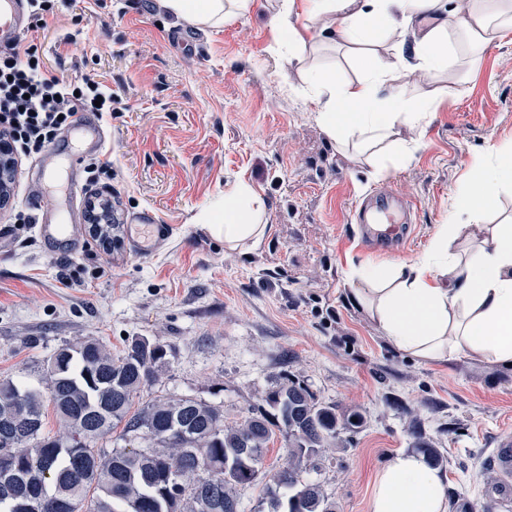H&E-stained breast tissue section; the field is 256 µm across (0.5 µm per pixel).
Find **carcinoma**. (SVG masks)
Masks as SVG:
<instances>
[{
  "instance_id": "obj_1",
  "label": "carcinoma",
  "mask_w": 512,
  "mask_h": 512,
  "mask_svg": "<svg viewBox=\"0 0 512 512\" xmlns=\"http://www.w3.org/2000/svg\"><path fill=\"white\" fill-rule=\"evenodd\" d=\"M167 354L145 338L117 357L96 340H80L49 358L45 391L0 380V443L13 439L16 447L0 454V509L240 512L239 491L259 480L279 431L288 436V463L265 483L257 510L336 512V502L303 474L323 451L345 447L347 435L363 426L360 413H340L291 380L234 425L224 424L222 406L191 398H155L133 409ZM48 404L59 425L54 435L45 431ZM120 424L123 436L150 445L101 447Z\"/></svg>"
}]
</instances>
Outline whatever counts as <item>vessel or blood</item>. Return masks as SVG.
<instances>
[{"instance_id":"obj_1","label":"vessel or blood","mask_w":512,"mask_h":512,"mask_svg":"<svg viewBox=\"0 0 512 512\" xmlns=\"http://www.w3.org/2000/svg\"><path fill=\"white\" fill-rule=\"evenodd\" d=\"M24 0H0V33L16 34L22 28ZM69 149L56 153L51 161L67 171H74L77 155L85 148L102 149L105 145L104 129L100 121L81 117L68 130ZM396 195L386 189L373 192L357 206L353 221L358 226L362 242L378 250L393 249L399 241L407 238L409 225L403 224L398 216ZM71 216L61 208L54 206L41 213L38 218V232L45 241H53L58 231L70 222ZM172 231L170 225L155 223L151 213L138 216L136 223L128 225L127 234L132 247L142 254L155 252ZM486 463L495 469L501 480L489 496L501 512H512V433L498 435L494 448Z\"/></svg>"}]
</instances>
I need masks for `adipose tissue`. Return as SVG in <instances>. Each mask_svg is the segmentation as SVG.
Wrapping results in <instances>:
<instances>
[{
  "label": "adipose tissue",
  "mask_w": 512,
  "mask_h": 512,
  "mask_svg": "<svg viewBox=\"0 0 512 512\" xmlns=\"http://www.w3.org/2000/svg\"><path fill=\"white\" fill-rule=\"evenodd\" d=\"M178 22L219 28L249 14L256 0H157ZM269 23L277 62L297 67L317 105L316 119L342 143L385 147L409 162L420 146L429 108L442 94L462 95L464 80L452 60L477 67L512 29V0H274ZM315 26L322 41L343 46L357 70L305 63L304 33ZM428 91L411 94L416 83ZM512 185V143L491 146L475 159L451 205V222L438 225L427 251L405 261L369 263L352 270L357 298L385 336L412 357L439 362L454 357L512 364V224L456 223V216L491 209ZM264 201L242 179L200 215L228 246L260 242ZM465 238L468 247L451 252ZM368 512H448L445 482L415 453L399 452L378 472Z\"/></svg>",
  "instance_id": "1"
}]
</instances>
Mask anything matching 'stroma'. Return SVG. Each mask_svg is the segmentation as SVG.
Masks as SVG:
<instances>
[{
    "instance_id": "obj_1",
    "label": "stroma",
    "mask_w": 512,
    "mask_h": 512,
    "mask_svg": "<svg viewBox=\"0 0 512 512\" xmlns=\"http://www.w3.org/2000/svg\"><path fill=\"white\" fill-rule=\"evenodd\" d=\"M154 0H55L46 27L25 25L45 72L90 76L122 99L103 116L111 178L83 185L78 250L48 257L36 225L15 227V209L52 207L35 155L19 160L13 195L0 207V379L40 387L44 360L61 345L93 338L121 354L129 339L165 345L168 363L144 399L220 404L234 423L292 379L362 428L308 471L338 512H368L377 471L390 455L422 445L447 462L449 512L493 487L484 463L512 431V368L457 358L421 362L399 351L351 299L352 267L410 259L430 245L474 159L512 142V31L465 70L467 91L430 112L412 160L386 172L353 145L339 146L293 95L296 68L277 67L268 13L255 7L218 29L197 30L156 11ZM265 201L260 243L229 248L195 218L236 179ZM393 189L414 210L413 235L394 253L366 247L352 210L373 190ZM107 199L119 224L152 211L173 227L155 254L128 240L104 249L88 231L84 199ZM79 269L68 288L59 271Z\"/></svg>"
}]
</instances>
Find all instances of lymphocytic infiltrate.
<instances>
[{
	"mask_svg": "<svg viewBox=\"0 0 512 512\" xmlns=\"http://www.w3.org/2000/svg\"><path fill=\"white\" fill-rule=\"evenodd\" d=\"M120 98L103 83L68 82L46 75L37 45L12 40L0 46V137L12 155L45 151L78 113L114 112Z\"/></svg>",
	"mask_w": 512,
	"mask_h": 512,
	"instance_id": "lymphocytic-infiltrate-1",
	"label": "lymphocytic infiltrate"
}]
</instances>
